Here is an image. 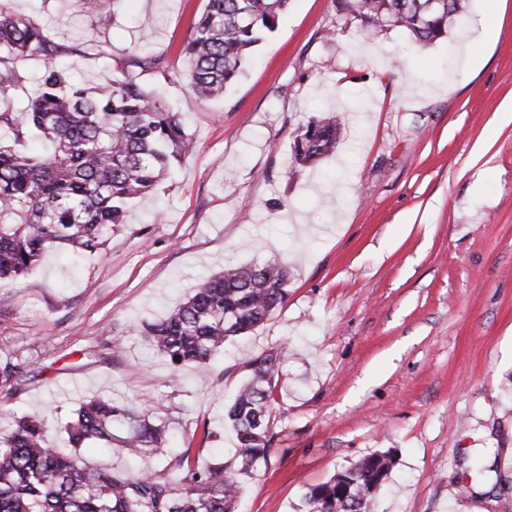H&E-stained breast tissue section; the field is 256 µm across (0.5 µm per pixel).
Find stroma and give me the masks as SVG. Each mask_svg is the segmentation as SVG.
I'll return each instance as SVG.
<instances>
[{
    "label": "stroma",
    "mask_w": 512,
    "mask_h": 512,
    "mask_svg": "<svg viewBox=\"0 0 512 512\" xmlns=\"http://www.w3.org/2000/svg\"><path fill=\"white\" fill-rule=\"evenodd\" d=\"M206 0H127L101 30L80 0H27L91 87L129 52L163 58L195 150L135 203L104 254L50 250L0 283V356L31 382L0 425L34 414L62 442L82 401L150 397L169 448L232 460L224 409L249 358L281 351L273 450L238 512H303L310 486L388 453L371 512H512V0H466L467 20L423 46L370 39L336 0H290L222 97L191 94L179 48ZM498 33L473 41L488 9ZM341 122L334 156L293 161L301 125ZM278 261L284 307L205 365L171 370L142 335L204 276ZM484 467L472 480L474 467Z\"/></svg>",
    "instance_id": "35a3bbf8"
}]
</instances>
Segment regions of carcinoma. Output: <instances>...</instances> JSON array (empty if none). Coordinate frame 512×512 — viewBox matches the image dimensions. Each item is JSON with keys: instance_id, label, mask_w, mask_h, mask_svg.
I'll return each mask as SVG.
<instances>
[{"instance_id": "cac0c4a2", "label": "carcinoma", "mask_w": 512, "mask_h": 512, "mask_svg": "<svg viewBox=\"0 0 512 512\" xmlns=\"http://www.w3.org/2000/svg\"><path fill=\"white\" fill-rule=\"evenodd\" d=\"M98 25H112L121 0H89ZM464 0H337L338 12L359 22L370 37L386 27L402 28L422 45L448 34ZM289 0H206L180 55L191 93L202 100L224 95L250 50L274 33ZM83 52L37 23L24 0H0V282L38 265L50 249L95 254L113 227L125 223L130 205L152 193L194 150L181 113L146 88L144 74L166 78L162 58L133 54L112 77L88 88L56 67L59 58ZM44 63L41 90L24 94L22 65ZM52 151H27L31 131ZM334 115L301 126L292 154L298 164L334 154L340 138ZM288 301V270L280 264L227 267L197 285L163 319L145 325L149 344L177 370L204 363L224 344L254 332ZM280 355L248 361L251 378L225 409L237 440L234 463L191 455H168V422L160 408L93 398L66 427L68 447L52 444L43 421L29 414L0 428V512H237L247 478L267 463L269 407ZM29 373L14 356L0 357V392L25 389ZM91 440L118 443L140 458L169 456L161 470L120 473L91 468L80 448ZM391 457L372 454L342 466L305 493L306 512H366L382 489Z\"/></svg>"}]
</instances>
